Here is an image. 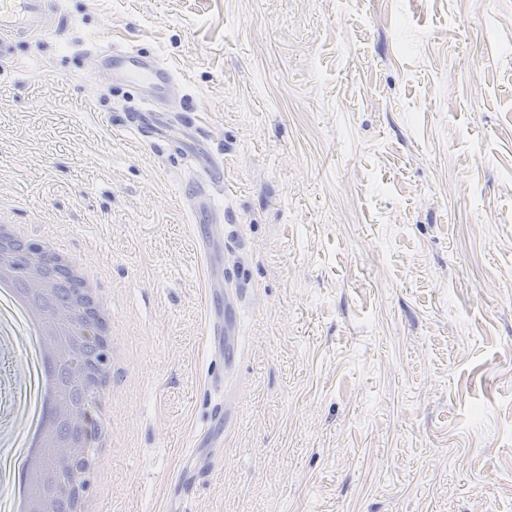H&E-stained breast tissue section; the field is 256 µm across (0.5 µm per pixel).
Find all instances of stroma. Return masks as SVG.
Masks as SVG:
<instances>
[{
    "instance_id": "35a3bbf8",
    "label": "stroma",
    "mask_w": 512,
    "mask_h": 512,
    "mask_svg": "<svg viewBox=\"0 0 512 512\" xmlns=\"http://www.w3.org/2000/svg\"><path fill=\"white\" fill-rule=\"evenodd\" d=\"M61 7L0 64V204L92 268L126 346L101 512H512V0ZM92 46L163 59L222 153L213 272L192 171L123 126ZM231 311L234 312L230 314ZM230 318H233L235 322L237 321L235 308L231 309L229 311V315L225 316L224 319V316L221 315L214 304L211 305L208 313V326L206 330L208 342L213 354H219L221 357H224V362L225 360L227 361L230 356L229 348L233 346L236 341V331L230 321ZM226 327H228V330H226Z\"/></svg>"
}]
</instances>
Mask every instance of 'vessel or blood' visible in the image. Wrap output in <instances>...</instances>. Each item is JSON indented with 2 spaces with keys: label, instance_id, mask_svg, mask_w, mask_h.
<instances>
[{
  "label": "vessel or blood",
  "instance_id": "vessel-or-blood-1",
  "mask_svg": "<svg viewBox=\"0 0 512 512\" xmlns=\"http://www.w3.org/2000/svg\"><path fill=\"white\" fill-rule=\"evenodd\" d=\"M68 22L67 15L59 11L53 0H0V61L10 56L16 40L44 36L62 29ZM92 57L108 77L143 90L140 107L128 112L126 120L144 143L177 149L197 167L199 175L187 182L183 199L195 224V240L203 260L212 262L209 227L218 218L212 190L224 182V161L191 115L177 120L158 110V103L177 86L175 73L157 56L134 48L99 49ZM206 333L212 352L229 357L236 336L234 330L225 328L224 317L217 309L208 313Z\"/></svg>",
  "mask_w": 512,
  "mask_h": 512
}]
</instances>
